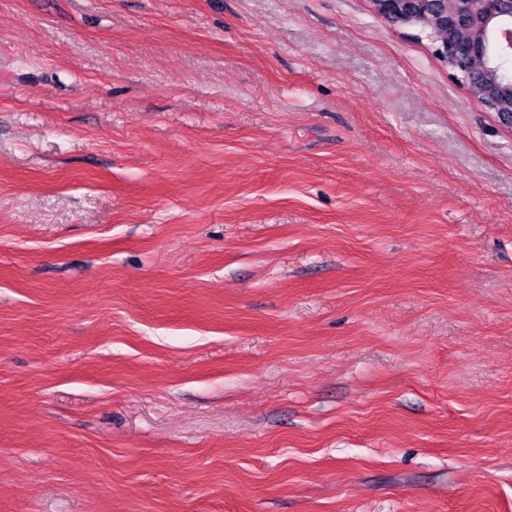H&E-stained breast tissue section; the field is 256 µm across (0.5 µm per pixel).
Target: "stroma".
Here are the masks:
<instances>
[{"label": "stroma", "mask_w": 512, "mask_h": 512, "mask_svg": "<svg viewBox=\"0 0 512 512\" xmlns=\"http://www.w3.org/2000/svg\"><path fill=\"white\" fill-rule=\"evenodd\" d=\"M0 512H512V134L366 0H0Z\"/></svg>", "instance_id": "1"}]
</instances>
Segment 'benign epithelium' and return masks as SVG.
I'll return each mask as SVG.
<instances>
[{
  "mask_svg": "<svg viewBox=\"0 0 512 512\" xmlns=\"http://www.w3.org/2000/svg\"><path fill=\"white\" fill-rule=\"evenodd\" d=\"M396 27L428 32L435 52L460 76L469 94L512 133V82L498 79L512 57V0H367Z\"/></svg>",
  "mask_w": 512,
  "mask_h": 512,
  "instance_id": "7a95c632",
  "label": "benign epithelium"
}]
</instances>
